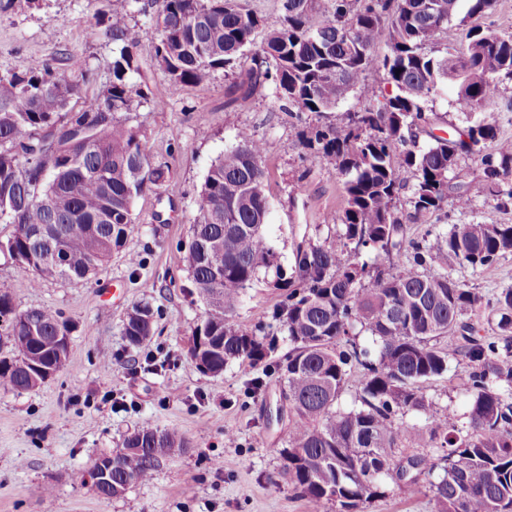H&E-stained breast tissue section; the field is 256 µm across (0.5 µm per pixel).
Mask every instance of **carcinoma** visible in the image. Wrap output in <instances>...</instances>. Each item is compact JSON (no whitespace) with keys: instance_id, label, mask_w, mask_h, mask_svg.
Returning <instances> with one entry per match:
<instances>
[{"instance_id":"1","label":"carcinoma","mask_w":512,"mask_h":512,"mask_svg":"<svg viewBox=\"0 0 512 512\" xmlns=\"http://www.w3.org/2000/svg\"><path fill=\"white\" fill-rule=\"evenodd\" d=\"M467 2L462 25L495 4ZM458 9L457 0H281L280 23L255 50L249 73L256 83L272 81L289 115L331 112L353 94L374 96L364 83L370 70L384 72L393 87L378 107L301 133L303 145L344 177L346 206L326 236L297 246L289 274L265 233L262 142L239 132L201 186L185 261L206 306L205 343L193 337L189 351L201 373L217 376L234 361L265 362L277 350L276 335L288 338L291 348L275 364L289 413L282 472L315 512L328 504L364 512L384 494L381 477L390 470L412 484L439 467L443 474L428 486L436 512H512V288L491 306L498 335L479 336L464 317L482 297L453 276L457 265L485 269L512 254V224H434L416 239L397 212L407 172L414 177L410 218L443 211L451 174L462 156L475 153L481 177L455 193L456 205L512 200V141L499 137L495 109L499 76L512 70V32L471 27L466 51L427 52ZM318 13L323 20L316 23ZM259 26L237 0H165L156 57L173 81L202 85L215 70L236 66ZM106 35L120 46L112 85L77 112L58 91L65 79L41 62L26 63L23 75L0 76V224L13 226L0 248L19 257L37 283L70 284L102 269L134 231V198L164 178L117 117L143 97L126 78L143 29L116 12ZM381 44L390 48L382 59L375 54ZM449 79L458 84L465 124L449 139L432 133L420 146L418 134L431 124L424 104ZM49 161L54 172L44 176ZM52 250L62 264L47 258ZM402 254L407 261L395 263ZM272 267L284 298L270 331L259 335L237 324L233 312L259 272ZM16 328L26 341L0 357V389L21 393L45 384L39 368L56 374L65 366L69 352L58 354L56 337L72 328L52 309H17L1 285L0 335ZM152 333L149 306L133 307L123 323L126 340L140 347ZM362 335L373 350L357 342ZM447 335L456 344L437 346ZM458 357L468 368L467 421L448 409L421 426L398 424L409 411L427 410L423 384ZM357 370L363 379L354 405L342 409L339 398ZM427 436L448 452L395 460L400 440L418 448ZM184 450L174 433L142 426L101 455L111 470L96 493L119 498L127 482L144 481Z\"/></svg>"}]
</instances>
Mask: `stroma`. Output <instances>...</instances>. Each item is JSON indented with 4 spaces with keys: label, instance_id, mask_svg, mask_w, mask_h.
Listing matches in <instances>:
<instances>
[{
    "label": "stroma",
    "instance_id": "stroma-1",
    "mask_svg": "<svg viewBox=\"0 0 512 512\" xmlns=\"http://www.w3.org/2000/svg\"><path fill=\"white\" fill-rule=\"evenodd\" d=\"M163 0H34L17 13L0 2V74L22 71L37 60L66 73L79 87L71 102L102 96L113 79L118 45L105 34L113 13L128 14L145 35L134 49L130 83L141 88L130 111L119 118L138 132L152 166L163 168L161 184L133 202L136 228L111 262L91 278L63 285L34 283L0 256V283L22 309L50 307L69 320L68 365L40 388L0 390V512H312L282 474L287 425L269 422L266 403L277 388L273 367L235 362L222 375L202 374L189 356V338L205 317L184 263L211 164L248 129L265 148L271 207L266 233L283 267L301 241L315 238L317 225L335 223L344 207L342 178L300 142L303 127L339 122L345 113L370 107L354 96L334 111L289 119L271 86L226 106L230 86L248 79L249 59L216 70L207 84L173 82L155 56L156 18ZM512 31V0H497L488 14L451 19L440 45L462 50L463 26ZM454 83L425 105L436 114L430 135L447 136L464 117L451 102ZM452 224H512V203L480 199L467 209L448 205ZM457 279L487 299L512 288V255L487 269L455 268ZM274 272L261 274L234 312L244 329L270 322L281 301ZM148 305L154 334L142 347L128 344L123 321L133 306ZM462 362L425 385L431 412L469 410ZM152 423L182 437L188 448L164 461L151 480L106 501L72 479L124 436ZM427 476L412 485L384 478L385 492L365 512H434L425 494ZM52 502H44V487Z\"/></svg>",
    "mask_w": 512,
    "mask_h": 512
}]
</instances>
